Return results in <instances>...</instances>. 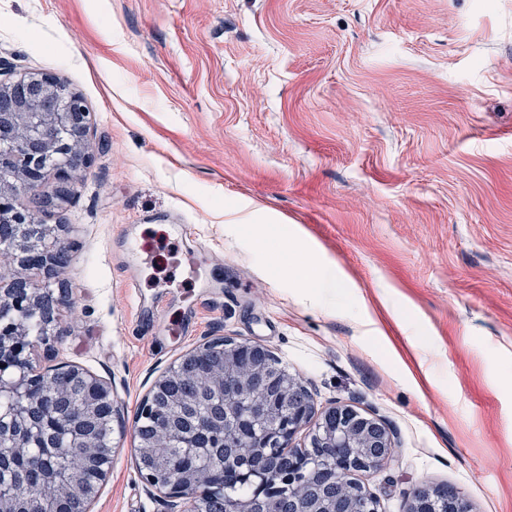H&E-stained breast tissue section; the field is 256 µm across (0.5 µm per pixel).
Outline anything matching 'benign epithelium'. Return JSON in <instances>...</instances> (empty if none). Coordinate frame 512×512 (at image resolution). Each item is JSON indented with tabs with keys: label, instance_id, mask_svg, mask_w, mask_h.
I'll return each instance as SVG.
<instances>
[{
	"label": "benign epithelium",
	"instance_id": "benign-epithelium-1",
	"mask_svg": "<svg viewBox=\"0 0 512 512\" xmlns=\"http://www.w3.org/2000/svg\"><path fill=\"white\" fill-rule=\"evenodd\" d=\"M90 121L83 97L52 73L0 79V224L14 230L0 236V252L46 278L37 288L22 274L7 283L0 276V475L9 477L0 484V512H32L30 449L45 448L54 460L39 475L52 487L39 512H60L75 495L92 500L116 449L99 439L101 428L120 418L111 387L74 365L61 376H32L27 360L32 329L47 340L69 293L50 289L55 245L42 241L22 196L37 191L51 171L55 191L42 197V206L60 209L69 201L76 172L89 163ZM313 414L306 389L267 348L232 338L206 341L174 362L139 406L137 418L154 425L151 435L138 436L141 477L162 494L167 512L188 498L194 512H215L216 504L223 512H378L376 497L356 475L388 462V429L351 407H330L310 433L309 450L280 458ZM173 437L187 439L176 467L159 462ZM77 452L96 468L94 482L84 485L71 475ZM217 457L245 461L256 493L224 498V482L197 466ZM438 497L447 512H460L461 496L437 488L414 492L406 512H429Z\"/></svg>",
	"mask_w": 512,
	"mask_h": 512
}]
</instances>
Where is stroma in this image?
Instances as JSON below:
<instances>
[{"mask_svg": "<svg viewBox=\"0 0 512 512\" xmlns=\"http://www.w3.org/2000/svg\"><path fill=\"white\" fill-rule=\"evenodd\" d=\"M0 57L92 112L70 202L38 214L69 300L34 373L88 370L130 428L199 343H256L388 428L358 475L378 512L425 484L512 512V0H0ZM313 246L351 279L331 310L281 275ZM134 445L89 512H165Z\"/></svg>", "mask_w": 512, "mask_h": 512, "instance_id": "stroma-1", "label": "stroma"}]
</instances>
